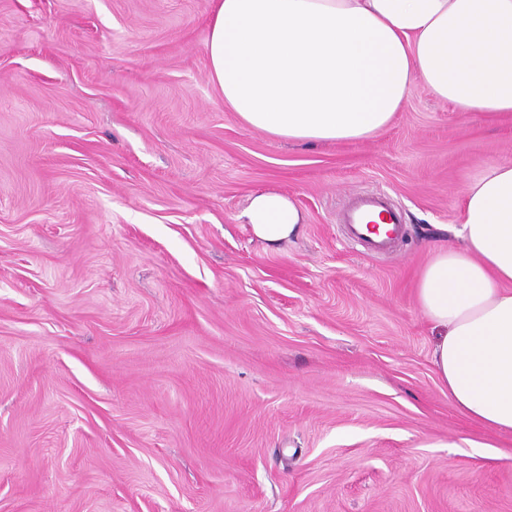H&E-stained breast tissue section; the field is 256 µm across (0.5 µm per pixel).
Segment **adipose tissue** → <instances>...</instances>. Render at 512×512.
I'll use <instances>...</instances> for the list:
<instances>
[{"label":"adipose tissue","mask_w":512,"mask_h":512,"mask_svg":"<svg viewBox=\"0 0 512 512\" xmlns=\"http://www.w3.org/2000/svg\"><path fill=\"white\" fill-rule=\"evenodd\" d=\"M207 48L225 107L288 141L366 139L418 79L459 111L512 115V0H216ZM245 216L270 244L304 221L268 191ZM460 216L462 249L434 253L416 302L440 331L431 361L451 402L512 433V161L467 185Z\"/></svg>","instance_id":"adipose-tissue-1"}]
</instances>
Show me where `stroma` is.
Masks as SVG:
<instances>
[{"label": "stroma", "instance_id": "stroma-1", "mask_svg": "<svg viewBox=\"0 0 512 512\" xmlns=\"http://www.w3.org/2000/svg\"><path fill=\"white\" fill-rule=\"evenodd\" d=\"M213 5L0 0V512H512V434L449 400L415 302L512 118L418 81L365 140L250 129ZM261 191L289 242L254 237ZM367 192L393 252L343 231ZM245 216L253 235L270 244L293 237L304 217L295 203L276 192H259L251 197Z\"/></svg>", "mask_w": 512, "mask_h": 512}]
</instances>
